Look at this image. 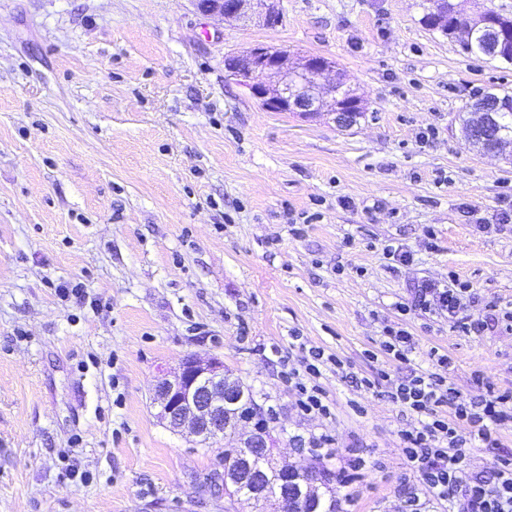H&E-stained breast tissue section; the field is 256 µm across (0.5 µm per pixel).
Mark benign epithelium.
<instances>
[{
    "label": "benign epithelium",
    "instance_id": "1",
    "mask_svg": "<svg viewBox=\"0 0 512 512\" xmlns=\"http://www.w3.org/2000/svg\"><path fill=\"white\" fill-rule=\"evenodd\" d=\"M204 16L248 22L270 19L280 11V0H192ZM224 71L248 90L269 112H298L306 116L326 114L341 128L356 124L361 98L346 88L336 62L320 55L306 56L288 64V51L257 45L242 54L224 57ZM247 395V388L224 372V361L196 354L183 357L173 371L164 370L155 379L151 400L159 421L174 433L188 432L202 443L224 435L240 416L234 408ZM288 496L279 499L278 512H297L313 485L296 482L305 467L276 466ZM264 473L252 468L251 455L240 457L234 474L223 473L224 491L233 492L244 483L256 486Z\"/></svg>",
    "mask_w": 512,
    "mask_h": 512
}]
</instances>
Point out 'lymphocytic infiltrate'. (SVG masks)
I'll use <instances>...</instances> for the list:
<instances>
[{"label": "lymphocytic infiltrate", "instance_id": "lymphocytic-infiltrate-1", "mask_svg": "<svg viewBox=\"0 0 512 512\" xmlns=\"http://www.w3.org/2000/svg\"><path fill=\"white\" fill-rule=\"evenodd\" d=\"M469 288L456 278L448 282L424 280L412 291V309L424 313L447 315L449 323L465 333L479 334L489 325L512 323V310H501L478 317L466 314ZM327 360L318 348L309 349L303 358L302 370H289L288 378L298 395V408L306 415H330V404L318 379ZM438 369L418 374L401 382H392L389 372L380 369L360 378L358 385L370 391L388 385L390 399L416 416V424L401 432L402 452L422 486L421 492H407L404 504L416 512L421 495L447 502L450 512H512V460L488 478L474 476L467 451L476 444L494 448L496 434L512 426V392L486 387L479 400L461 396L444 375L452 360L441 354L436 358ZM450 415H443V408ZM467 423L469 433H461L459 423Z\"/></svg>", "mask_w": 512, "mask_h": 512}]
</instances>
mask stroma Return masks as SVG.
Listing matches in <instances>:
<instances>
[{"instance_id": "35a3bbf8", "label": "stroma", "mask_w": 512, "mask_h": 512, "mask_svg": "<svg viewBox=\"0 0 512 512\" xmlns=\"http://www.w3.org/2000/svg\"><path fill=\"white\" fill-rule=\"evenodd\" d=\"M427 7L282 0L271 27L192 0H0V512H250L214 485L232 443L155 417L154 377L191 354L223 359L278 463L328 470L342 512H402L419 485L413 416L352 376L431 372L439 352L462 395L478 375L512 392V328L407 308L453 272L469 314L512 309V147L473 151L457 117L512 92V66L429 29ZM257 44L334 59L364 115L263 110L224 72ZM73 281L84 299L60 295ZM394 324L409 362L368 361ZM311 347L343 363L320 379L328 419L288 380ZM321 435L326 455L298 444Z\"/></svg>"}]
</instances>
